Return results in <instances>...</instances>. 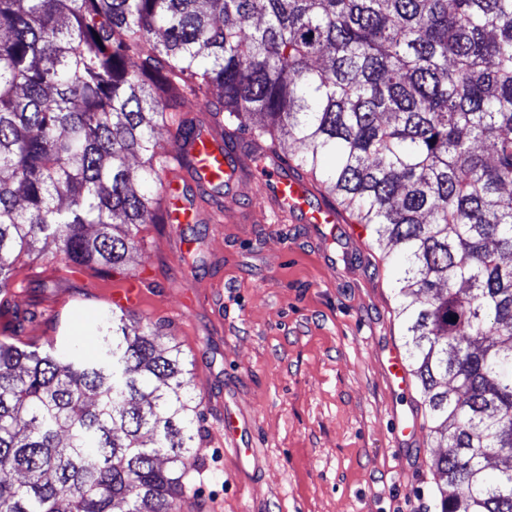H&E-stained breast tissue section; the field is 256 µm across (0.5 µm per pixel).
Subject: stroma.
Masks as SVG:
<instances>
[{"label":"stroma","instance_id":"1","mask_svg":"<svg viewBox=\"0 0 512 512\" xmlns=\"http://www.w3.org/2000/svg\"><path fill=\"white\" fill-rule=\"evenodd\" d=\"M261 179L246 162L223 204L187 184L201 216L191 246L145 224L119 270L68 266L48 250L24 259L10 304L36 317L18 329L1 315L0 334L36 347L75 339L93 357L113 289L143 280L129 315L180 346L202 411L180 512H437L423 397L414 382L392 389L382 368L388 347L405 346L383 248L370 230L354 246L344 230L274 217ZM229 414L251 455L225 448ZM398 416L416 422L399 446Z\"/></svg>","mask_w":512,"mask_h":512}]
</instances>
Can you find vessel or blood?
<instances>
[{"label":"vessel or blood","mask_w":512,"mask_h":512,"mask_svg":"<svg viewBox=\"0 0 512 512\" xmlns=\"http://www.w3.org/2000/svg\"><path fill=\"white\" fill-rule=\"evenodd\" d=\"M191 158V165L184 180L192 181L198 188L206 189L217 183L232 184L241 159L238 148L224 144L210 131H202L183 146ZM183 180H172L166 196L165 221L177 227H189L198 223L196 210L184 197ZM264 194L273 204L275 215H287L299 223L321 226L340 224L344 218L339 209L330 205H318L308 183L301 177L288 173L280 163L266 167L262 181ZM142 300L137 283L114 289L111 304L125 310L138 306ZM385 369L390 383L405 388L409 385V374L403 356L397 349H390Z\"/></svg>","instance_id":"b4317fda"}]
</instances>
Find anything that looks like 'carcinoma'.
<instances>
[{
  "label": "carcinoma",
  "instance_id": "1",
  "mask_svg": "<svg viewBox=\"0 0 512 512\" xmlns=\"http://www.w3.org/2000/svg\"><path fill=\"white\" fill-rule=\"evenodd\" d=\"M2 31L0 312L36 242L119 269L162 223L157 128L246 135L256 164L286 136L391 255L439 512H512V0H0ZM96 333L92 360L0 339V512H177L181 352L123 311Z\"/></svg>",
  "mask_w": 512,
  "mask_h": 512
}]
</instances>
